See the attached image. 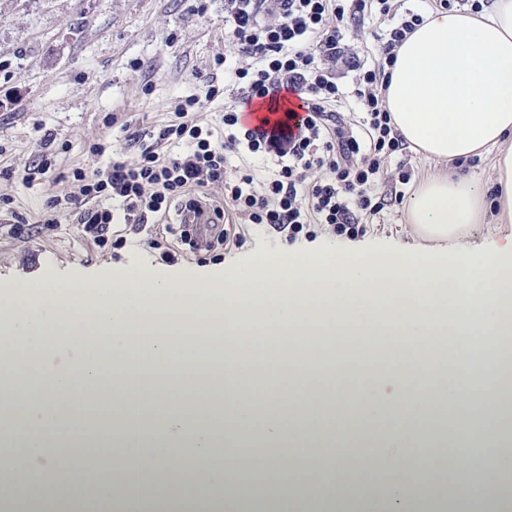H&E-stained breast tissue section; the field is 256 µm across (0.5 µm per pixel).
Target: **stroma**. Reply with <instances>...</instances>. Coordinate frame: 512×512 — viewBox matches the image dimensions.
I'll return each instance as SVG.
<instances>
[{"mask_svg":"<svg viewBox=\"0 0 512 512\" xmlns=\"http://www.w3.org/2000/svg\"><path fill=\"white\" fill-rule=\"evenodd\" d=\"M172 33L178 40L171 45ZM232 51L224 0H0V166L23 170L42 153L49 133L56 155L55 168L32 186L0 176V195L13 199L11 210L0 211V282L69 277L104 265L125 273L224 268L248 276L253 260L275 261L287 253H324L336 263L353 248L395 252L421 245L403 202L385 206L359 236L310 224L291 240L261 224H230L217 253L177 243L168 261L146 245L165 235L161 224L138 233L124 227L123 246L94 244L64 211L56 223L38 224L48 198L69 189L73 168L93 165L90 144L102 138L122 144L127 120L146 128L174 120L175 101L192 94L204 98L199 74L209 72L215 54ZM19 215L35 222V229L19 232ZM242 347L257 353L261 366L253 383L264 385L285 347L281 339L233 336L225 352ZM372 389L376 400L356 429L385 428L390 408L398 404L391 373L380 375Z\"/></svg>","mask_w":512,"mask_h":512,"instance_id":"obj_1","label":"stroma"}]
</instances>
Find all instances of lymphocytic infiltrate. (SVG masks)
<instances>
[{"label": "lymphocytic infiltrate", "instance_id": "obj_1", "mask_svg": "<svg viewBox=\"0 0 512 512\" xmlns=\"http://www.w3.org/2000/svg\"><path fill=\"white\" fill-rule=\"evenodd\" d=\"M225 29L236 54L230 83L218 84L215 70L227 58L215 55L206 74L207 99L224 98L220 126L199 118L201 99L174 105V121L153 128L125 123L122 147L89 145L91 156L109 155L107 164L77 167V189L49 198L41 223H54L58 210L84 225L95 243L105 244L111 225L134 231L164 223L171 208L194 210L223 188V204L214 206L215 224L205 243L213 250L224 242L225 212L249 224H264L294 238L305 225L320 224L336 234L355 235L389 200L403 199L408 172L398 175L400 189L378 195L390 179L388 165L406 155L408 144L397 133L382 88L394 63L395 49L423 22L422 14L399 13L396 0H225ZM383 24L371 63L352 65L355 89L346 93L333 73L347 61L344 30L365 20ZM297 93L306 117L277 128L247 127L239 109L253 99L275 100L282 91ZM355 97L358 109L344 114L336 106ZM273 162L261 180L224 173L228 153Z\"/></svg>", "mask_w": 512, "mask_h": 512}]
</instances>
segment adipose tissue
I'll list each match as a JSON object with an SVG mask.
<instances>
[{"mask_svg":"<svg viewBox=\"0 0 512 512\" xmlns=\"http://www.w3.org/2000/svg\"><path fill=\"white\" fill-rule=\"evenodd\" d=\"M384 90L385 102L400 135L437 163L495 155V198L469 176L438 172L428 177L408 205L415 232L451 244L452 259L438 266L416 248L394 254L350 251L342 270L326 269L313 279L319 253L284 257L292 274L268 279L263 269L243 279L224 272L168 276L152 270L126 275L105 269L62 283L53 279L29 287L24 303L0 302V406L25 404L18 421L27 433L18 456L0 460V496L11 512H27L29 500L17 496L19 483L62 500L74 493L66 475L75 453L57 450L58 424L86 441L97 437L99 415L92 404L117 405L108 430L118 435L145 471L165 475L174 512H204L196 487L209 483L228 490L240 478L234 449L243 440L274 448L256 469L278 480L284 498L293 501L299 475L330 474L320 485L321 501L341 496L357 499L361 512H512V488L498 476L512 475V439L497 424L494 396L512 387V363L487 355L484 345L512 334V230L496 256L476 257L469 241L472 225L495 212L497 224L512 227V0H492L483 12L432 11L395 50V63ZM291 288L308 289L304 298L287 297ZM293 341L306 336L330 347L337 336L388 345L383 365L365 364L361 385L343 370L322 375L280 358L278 368L260 387L250 378L252 352L225 358L231 336L249 335L254 327ZM92 331L93 341L82 338ZM469 336L471 347L438 388L426 392L424 365L430 357L416 349L411 336ZM39 345L53 339L59 361L31 359L17 341ZM148 358H140L142 348ZM210 349L208 377H200L196 357ZM166 364L170 375H145L139 403L128 401L125 373ZM397 375L401 409L386 434L375 442L400 451L399 460L370 455L360 459L361 483L351 481L352 460L333 454L299 470V446L311 438L291 422L307 402L336 399L353 416L364 413L372 381L381 371ZM490 394L483 415L470 411L478 394ZM218 397V410L231 421L214 436L206 415L191 403ZM451 397L458 424L476 425L489 453L485 471L494 480L482 486L480 499L461 487L446 458L417 461L409 425L411 408L434 413L436 399ZM425 445L445 447L432 427L418 432ZM223 440V466L211 462L210 448Z\"/></svg>","mask_w":512,"mask_h":512,"instance_id":"ef3b65f1","label":"adipose tissue"}]
</instances>
